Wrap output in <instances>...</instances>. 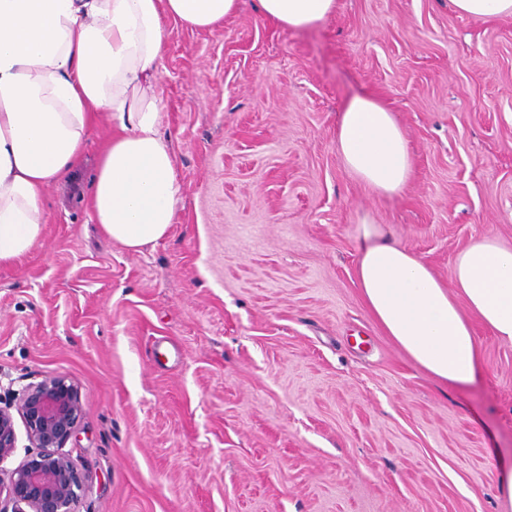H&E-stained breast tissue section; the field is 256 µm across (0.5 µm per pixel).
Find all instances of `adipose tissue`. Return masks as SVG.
Wrapping results in <instances>:
<instances>
[{
    "mask_svg": "<svg viewBox=\"0 0 512 512\" xmlns=\"http://www.w3.org/2000/svg\"><path fill=\"white\" fill-rule=\"evenodd\" d=\"M286 28L326 21L336 0H259ZM238 0H0V265L27 255L49 219L46 188L80 161L96 116L117 132L102 151L91 193L94 223L131 251L164 238L182 202L164 114L154 94L165 19L210 29ZM342 162L378 194L394 196L412 169L394 113L351 98L339 120ZM356 280L389 336L440 382L465 389L485 371L474 324L512 344V245L493 235L457 252L450 283L361 218Z\"/></svg>",
    "mask_w": 512,
    "mask_h": 512,
    "instance_id": "obj_1",
    "label": "adipose tissue"
}]
</instances>
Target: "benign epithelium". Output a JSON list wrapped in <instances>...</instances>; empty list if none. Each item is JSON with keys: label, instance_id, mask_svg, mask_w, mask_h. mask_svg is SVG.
I'll list each match as a JSON object with an SVG mask.
<instances>
[{"label": "benign epithelium", "instance_id": "1", "mask_svg": "<svg viewBox=\"0 0 512 512\" xmlns=\"http://www.w3.org/2000/svg\"><path fill=\"white\" fill-rule=\"evenodd\" d=\"M0 401V512H75L84 492L67 441L78 435L81 411L77 389L64 376L45 377L7 391ZM29 442L26 458L10 469L17 448L14 415Z\"/></svg>", "mask_w": 512, "mask_h": 512}]
</instances>
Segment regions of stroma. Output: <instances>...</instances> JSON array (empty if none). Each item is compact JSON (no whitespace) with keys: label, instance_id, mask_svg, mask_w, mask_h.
<instances>
[{"label":"stroma","instance_id":"1","mask_svg":"<svg viewBox=\"0 0 512 512\" xmlns=\"http://www.w3.org/2000/svg\"><path fill=\"white\" fill-rule=\"evenodd\" d=\"M156 95L168 234L135 252L94 224L103 112L38 245L0 266V384L79 392L76 512H499L512 344L475 325L487 374L438 383L369 314L355 237L370 216L445 282L471 238L512 244V17L337 0L286 29L239 0L209 30L168 22ZM356 95L403 128L400 195L341 160Z\"/></svg>","mask_w":512,"mask_h":512}]
</instances>
